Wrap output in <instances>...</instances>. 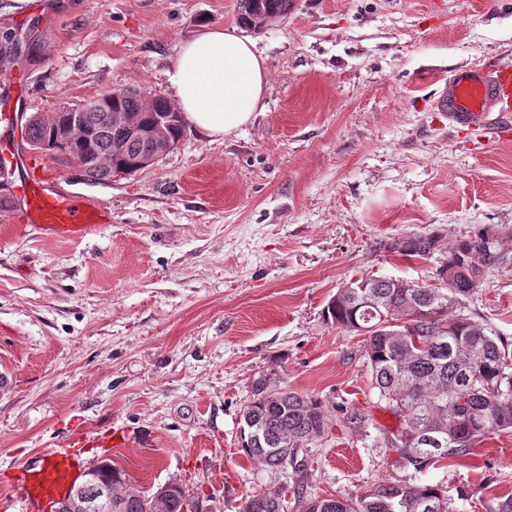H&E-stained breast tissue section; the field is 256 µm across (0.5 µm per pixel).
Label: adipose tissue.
Returning a JSON list of instances; mask_svg holds the SVG:
<instances>
[{
    "label": "adipose tissue",
    "mask_w": 512,
    "mask_h": 512,
    "mask_svg": "<svg viewBox=\"0 0 512 512\" xmlns=\"http://www.w3.org/2000/svg\"><path fill=\"white\" fill-rule=\"evenodd\" d=\"M169 79L187 120L218 139L252 120L268 72L254 40L205 25L182 46Z\"/></svg>",
    "instance_id": "1"
}]
</instances>
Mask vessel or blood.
<instances>
[{
    "mask_svg": "<svg viewBox=\"0 0 512 512\" xmlns=\"http://www.w3.org/2000/svg\"><path fill=\"white\" fill-rule=\"evenodd\" d=\"M451 125L493 131L496 138H512V66L460 69L454 72L436 101ZM11 210L19 223L32 224L58 236H80L108 218L109 209L62 191L42 166L29 168L12 188ZM90 442L73 439L52 451L37 470L24 473L29 512L53 502L82 474V455Z\"/></svg>",
    "mask_w": 512,
    "mask_h": 512,
    "instance_id": "1",
    "label": "vessel or blood"
}]
</instances>
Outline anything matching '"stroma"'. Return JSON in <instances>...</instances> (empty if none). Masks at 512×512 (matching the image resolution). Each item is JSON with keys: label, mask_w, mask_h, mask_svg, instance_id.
I'll use <instances>...</instances> for the list:
<instances>
[{"label": "stroma", "mask_w": 512, "mask_h": 512, "mask_svg": "<svg viewBox=\"0 0 512 512\" xmlns=\"http://www.w3.org/2000/svg\"><path fill=\"white\" fill-rule=\"evenodd\" d=\"M204 24L251 37L266 60L250 123L215 140L185 125L154 165L103 183L33 152L20 132L33 115L123 88L176 102L169 74ZM10 36L0 88L18 79L21 110L13 132L0 121V147L112 220L53 238L0 206V512H24L23 469L116 430L129 447L89 449L86 467L116 465L141 495L177 480L211 512H239L286 482L241 449L261 376L361 415L309 449L305 494L354 499L408 478L361 338L324 309L368 276L433 283L432 263L391 250L407 235L512 228V141L434 106L455 70L512 65V0H292L256 27L237 0H0ZM466 307L512 345V267ZM425 479L456 512H496L512 498V429Z\"/></svg>", "instance_id": "stroma-1"}]
</instances>
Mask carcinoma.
Returning <instances> with one entry per match:
<instances>
[{
	"label": "carcinoma",
	"mask_w": 512,
	"mask_h": 512,
	"mask_svg": "<svg viewBox=\"0 0 512 512\" xmlns=\"http://www.w3.org/2000/svg\"><path fill=\"white\" fill-rule=\"evenodd\" d=\"M289 0H238L241 20L255 13L279 18ZM111 108L136 125L168 121L167 136L179 142L183 118L164 98L144 106L135 92L115 91ZM84 118L76 138L55 153L74 161L90 182L106 181L104 173H129L143 144L123 141L121 129L102 119L98 100L74 109ZM54 127L31 121L25 128L30 146L43 149ZM507 227L486 226L441 247L444 234H410L390 248L409 258L433 262L435 283L408 281L397 288L393 279L365 277L342 288L324 314L341 328L363 337L362 357L369 386L400 419L387 445L400 455L398 465L414 470L407 480L381 484L353 500L294 493L297 512H453L452 498L440 484L421 479L429 467L448 457L470 454L476 443L496 430L512 428V355L496 332H473L474 320L452 305H465L495 271L512 263L503 251ZM241 448L258 465L291 474L300 486L307 474L300 452L324 439L332 426L322 401L311 394L275 388L255 379L241 413ZM101 477L118 486L123 499L116 512H149V498L125 488L126 473L110 463L98 466ZM259 489L248 495L241 512H287L285 500L266 497L251 510Z\"/></svg>",
	"instance_id": "1"
}]
</instances>
